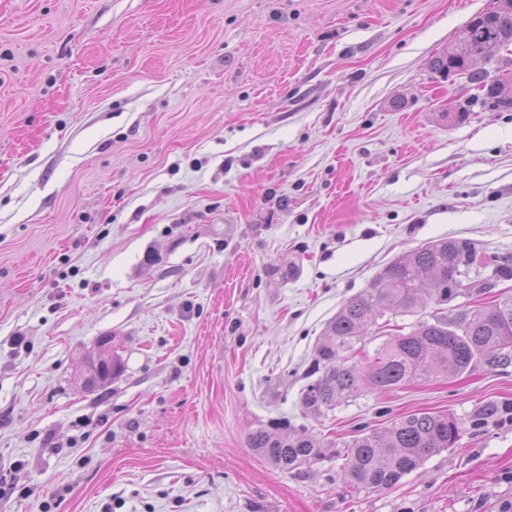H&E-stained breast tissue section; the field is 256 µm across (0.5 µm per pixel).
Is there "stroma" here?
<instances>
[{
  "mask_svg": "<svg viewBox=\"0 0 512 512\" xmlns=\"http://www.w3.org/2000/svg\"><path fill=\"white\" fill-rule=\"evenodd\" d=\"M494 0H0V512H512V366L306 412L327 323L428 243L512 256V112L430 59ZM122 372L77 373L102 338ZM466 428L393 488L360 430ZM328 441L275 467L277 421ZM249 447L268 463L281 468L294 469L302 464L314 463L323 455L324 443L301 429L287 436H278L265 429L249 434Z\"/></svg>",
  "mask_w": 512,
  "mask_h": 512,
  "instance_id": "1",
  "label": "stroma"
}]
</instances>
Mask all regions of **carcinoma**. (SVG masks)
I'll return each instance as SVG.
<instances>
[{"label":"carcinoma","mask_w":512,"mask_h":512,"mask_svg":"<svg viewBox=\"0 0 512 512\" xmlns=\"http://www.w3.org/2000/svg\"><path fill=\"white\" fill-rule=\"evenodd\" d=\"M512 47V10L472 18L459 32L451 51L430 60L432 70L449 75L465 69L474 57L490 60ZM470 81L491 107L512 111V75L490 83L485 72ZM476 261L473 246L463 240L440 239L389 263L358 295L349 299L328 323L307 373L315 380L301 392L302 406L315 413L333 410L363 389L387 391L411 382L461 377L479 365L512 366V295L490 304H453L470 293L464 279ZM495 281L512 279V257L497 261ZM436 308L423 317V292ZM387 313L415 315L411 330L389 334L373 356L355 344L363 341L377 318ZM362 354L364 365L350 362ZM464 428L452 413L415 412L394 419L382 431L355 437L344 450L347 478L367 489L394 487L424 461L453 447ZM249 447L268 463L294 469L314 463L324 443L302 429L278 436L265 429L249 434Z\"/></svg>","instance_id":"cac0c4a2"}]
</instances>
